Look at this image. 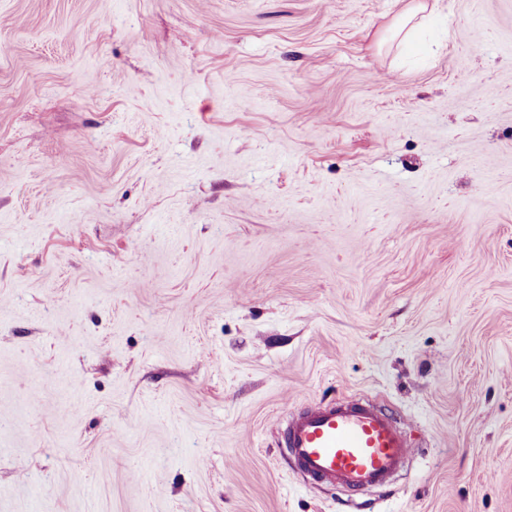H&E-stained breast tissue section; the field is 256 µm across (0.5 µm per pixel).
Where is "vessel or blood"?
I'll return each mask as SVG.
<instances>
[{
  "mask_svg": "<svg viewBox=\"0 0 512 512\" xmlns=\"http://www.w3.org/2000/svg\"><path fill=\"white\" fill-rule=\"evenodd\" d=\"M281 445L305 479L350 497L389 486L415 452L396 419L360 399L319 403L290 416Z\"/></svg>",
  "mask_w": 512,
  "mask_h": 512,
  "instance_id": "b4317fda",
  "label": "vessel or blood"
}]
</instances>
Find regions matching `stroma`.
I'll return each instance as SVG.
<instances>
[{
	"label": "stroma",
	"instance_id": "obj_1",
	"mask_svg": "<svg viewBox=\"0 0 512 512\" xmlns=\"http://www.w3.org/2000/svg\"><path fill=\"white\" fill-rule=\"evenodd\" d=\"M407 3L0 0V512H512V0ZM429 4L427 0H411L401 19L395 29V35L399 36L402 33V39L409 40L415 30L421 25L424 19L431 14L436 2ZM281 445L305 479L348 498L389 486L415 452L396 419L360 399L319 403L290 416Z\"/></svg>",
	"mask_w": 512,
	"mask_h": 512
}]
</instances>
